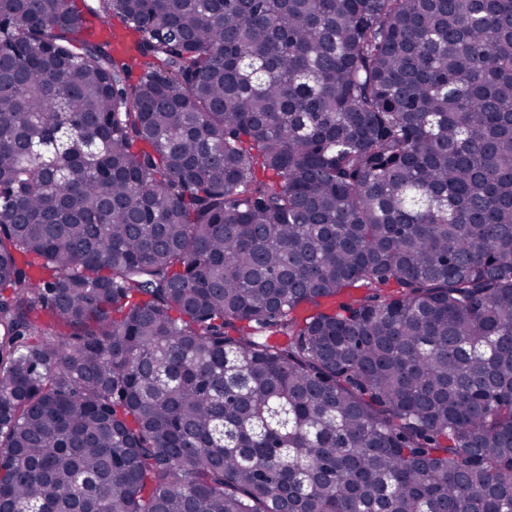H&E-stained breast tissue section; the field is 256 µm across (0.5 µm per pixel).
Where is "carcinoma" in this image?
<instances>
[{
  "label": "carcinoma",
  "mask_w": 512,
  "mask_h": 512,
  "mask_svg": "<svg viewBox=\"0 0 512 512\" xmlns=\"http://www.w3.org/2000/svg\"><path fill=\"white\" fill-rule=\"evenodd\" d=\"M0 512H512V0H0Z\"/></svg>",
  "instance_id": "carcinoma-1"
}]
</instances>
